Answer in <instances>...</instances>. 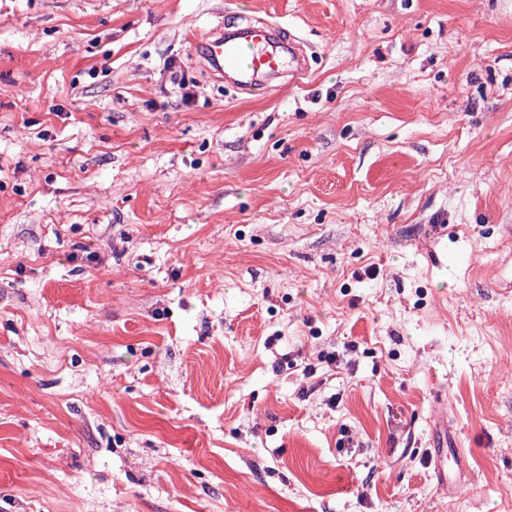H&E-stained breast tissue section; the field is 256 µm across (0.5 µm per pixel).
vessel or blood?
<instances>
[{
	"mask_svg": "<svg viewBox=\"0 0 512 512\" xmlns=\"http://www.w3.org/2000/svg\"><path fill=\"white\" fill-rule=\"evenodd\" d=\"M191 39L207 67L243 95L265 93L274 78L299 81L309 71L299 37L262 16L229 33L217 25Z\"/></svg>",
	"mask_w": 512,
	"mask_h": 512,
	"instance_id": "vessel-or-blood-1",
	"label": "vessel or blood"
}]
</instances>
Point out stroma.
<instances>
[{
	"label": "stroma",
	"instance_id": "1",
	"mask_svg": "<svg viewBox=\"0 0 512 512\" xmlns=\"http://www.w3.org/2000/svg\"><path fill=\"white\" fill-rule=\"evenodd\" d=\"M0 512H512V0H0ZM190 38L207 67L238 94L269 91L273 78L298 82L309 72V59L299 37L266 17L250 19L232 32L216 25Z\"/></svg>",
	"mask_w": 512,
	"mask_h": 512
}]
</instances>
